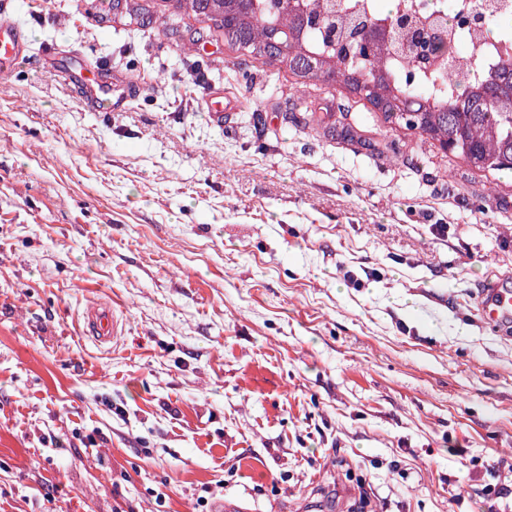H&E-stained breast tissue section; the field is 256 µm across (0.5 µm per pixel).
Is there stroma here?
<instances>
[{
  "label": "stroma",
  "instance_id": "obj_1",
  "mask_svg": "<svg viewBox=\"0 0 512 512\" xmlns=\"http://www.w3.org/2000/svg\"><path fill=\"white\" fill-rule=\"evenodd\" d=\"M0 14L30 34L0 82V512H485L512 486V331L475 299L512 276V173L112 0ZM85 62L139 81L124 110L85 107ZM87 326L100 343L110 342L119 334V321L107 304H96L87 313Z\"/></svg>",
  "mask_w": 512,
  "mask_h": 512
}]
</instances>
